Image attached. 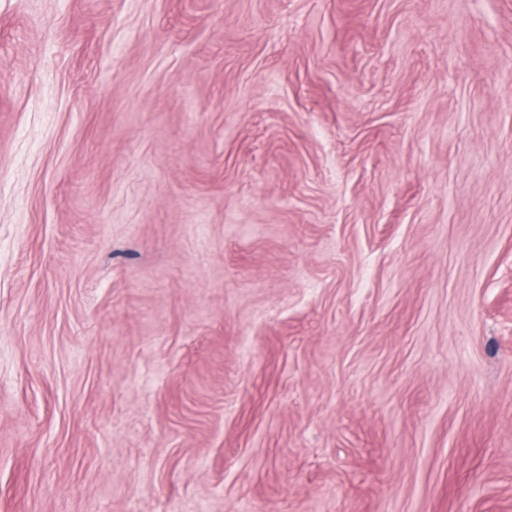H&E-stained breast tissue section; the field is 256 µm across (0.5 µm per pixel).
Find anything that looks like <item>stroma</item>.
<instances>
[{
    "mask_svg": "<svg viewBox=\"0 0 512 512\" xmlns=\"http://www.w3.org/2000/svg\"><path fill=\"white\" fill-rule=\"evenodd\" d=\"M0 512H512V0H0Z\"/></svg>",
    "mask_w": 512,
    "mask_h": 512,
    "instance_id": "obj_1",
    "label": "stroma"
}]
</instances>
